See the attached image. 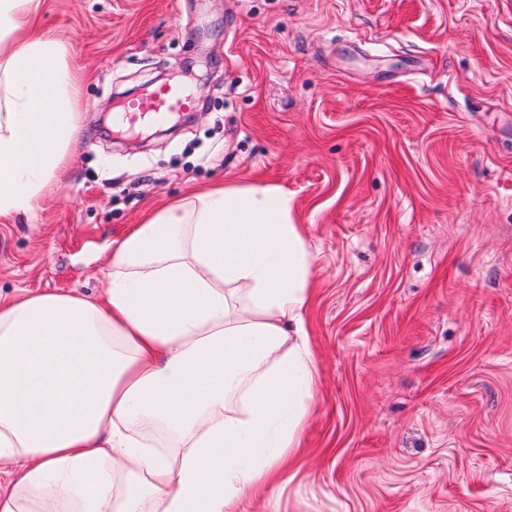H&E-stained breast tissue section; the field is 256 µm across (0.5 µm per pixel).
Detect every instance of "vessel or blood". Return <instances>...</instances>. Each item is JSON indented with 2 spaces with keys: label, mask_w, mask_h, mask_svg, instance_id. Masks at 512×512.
I'll use <instances>...</instances> for the list:
<instances>
[{
  "label": "vessel or blood",
  "mask_w": 512,
  "mask_h": 512,
  "mask_svg": "<svg viewBox=\"0 0 512 512\" xmlns=\"http://www.w3.org/2000/svg\"><path fill=\"white\" fill-rule=\"evenodd\" d=\"M193 107V99L181 84H165L144 97L130 101L112 115L119 129H134L156 120L172 117Z\"/></svg>",
  "instance_id": "obj_1"
}]
</instances>
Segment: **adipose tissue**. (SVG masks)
<instances>
[{
  "label": "adipose tissue",
  "mask_w": 512,
  "mask_h": 512,
  "mask_svg": "<svg viewBox=\"0 0 512 512\" xmlns=\"http://www.w3.org/2000/svg\"><path fill=\"white\" fill-rule=\"evenodd\" d=\"M0 0V222L75 156L86 74ZM316 256L282 187L226 182L147 213L94 297L0 300V512H239L281 476L315 393Z\"/></svg>",
  "instance_id": "1"
}]
</instances>
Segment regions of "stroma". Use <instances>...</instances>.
I'll return each mask as SVG.
<instances>
[{
  "label": "stroma",
  "mask_w": 512,
  "mask_h": 512,
  "mask_svg": "<svg viewBox=\"0 0 512 512\" xmlns=\"http://www.w3.org/2000/svg\"><path fill=\"white\" fill-rule=\"evenodd\" d=\"M81 148L0 223V298L92 297L111 244L226 181L292 196L318 364L290 477L242 512H512V0H45ZM174 132L108 137L136 88ZM193 108V99L182 84H165L144 97L130 101L112 114L118 129H134Z\"/></svg>",
  "instance_id": "1"
}]
</instances>
